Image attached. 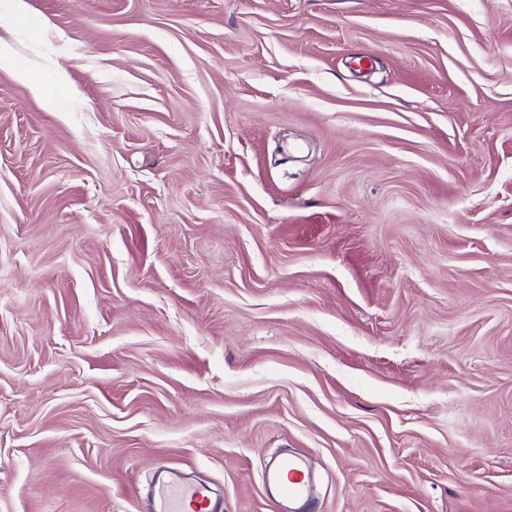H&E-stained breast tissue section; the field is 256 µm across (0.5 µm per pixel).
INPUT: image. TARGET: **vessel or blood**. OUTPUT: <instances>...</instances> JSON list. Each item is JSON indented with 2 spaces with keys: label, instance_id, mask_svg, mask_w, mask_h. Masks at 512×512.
Returning a JSON list of instances; mask_svg holds the SVG:
<instances>
[{
  "label": "vessel or blood",
  "instance_id": "b4317fda",
  "mask_svg": "<svg viewBox=\"0 0 512 512\" xmlns=\"http://www.w3.org/2000/svg\"><path fill=\"white\" fill-rule=\"evenodd\" d=\"M264 479L279 501L294 504L296 512H314L313 477L300 458L271 459ZM152 512H223V507L207 485L183 482L172 473L155 485Z\"/></svg>",
  "mask_w": 512,
  "mask_h": 512
}]
</instances>
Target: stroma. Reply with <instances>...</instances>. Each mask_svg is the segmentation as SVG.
Wrapping results in <instances>:
<instances>
[{"instance_id":"stroma-1","label":"stroma","mask_w":512,"mask_h":512,"mask_svg":"<svg viewBox=\"0 0 512 512\" xmlns=\"http://www.w3.org/2000/svg\"><path fill=\"white\" fill-rule=\"evenodd\" d=\"M27 3L0 512H512V0ZM264 479L279 501L296 505V512H314L313 477L300 458L286 455L271 459ZM169 470L165 471L169 476L154 487L152 512H188V508L192 512L223 511L207 485L183 482Z\"/></svg>"}]
</instances>
